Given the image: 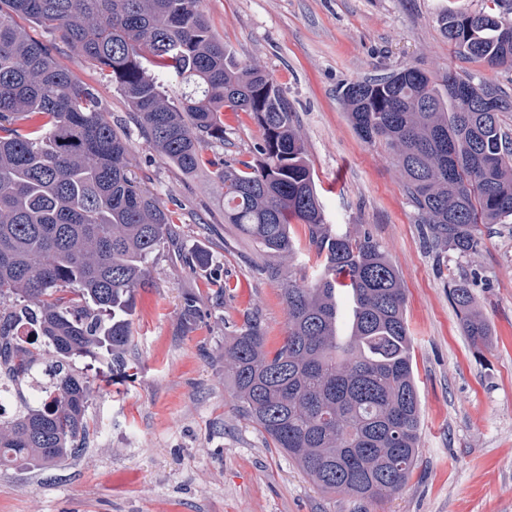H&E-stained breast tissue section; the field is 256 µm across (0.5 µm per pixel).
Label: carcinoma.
<instances>
[{
  "instance_id": "carcinoma-1",
  "label": "carcinoma",
  "mask_w": 512,
  "mask_h": 512,
  "mask_svg": "<svg viewBox=\"0 0 512 512\" xmlns=\"http://www.w3.org/2000/svg\"><path fill=\"white\" fill-rule=\"evenodd\" d=\"M445 11L443 36L462 60L512 69V0ZM32 22L86 59L126 99L159 157L185 174L205 168L224 198V223L266 252L291 258L288 218L321 259L312 281L282 269L287 334L271 351L257 322L224 337V379L235 410L324 493L382 500L419 457L420 398L399 271L368 235L324 223L313 172L279 86L224 45L200 0H0V385L14 412L0 415V469H46L83 455L93 380L121 373L134 342L137 291L173 235L172 213L132 176L129 141ZM179 84L173 103L165 85ZM350 122L393 152L418 223L434 247L461 255L482 244L480 225L512 224V133L500 119L512 95L450 71L444 89L409 65L347 84ZM249 113L262 131L254 162L219 154L220 112ZM349 297L339 332V289ZM462 329L479 349L487 319L463 274L448 282ZM189 324L204 322L183 297ZM49 402L28 399L33 380Z\"/></svg>"
}]
</instances>
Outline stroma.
<instances>
[{
	"instance_id": "35a3bbf8",
	"label": "stroma",
	"mask_w": 512,
	"mask_h": 512,
	"mask_svg": "<svg viewBox=\"0 0 512 512\" xmlns=\"http://www.w3.org/2000/svg\"><path fill=\"white\" fill-rule=\"evenodd\" d=\"M488 0H201L238 57L256 60L283 90L313 170L325 221L370 235L399 270L421 404L420 454L391 497L361 501L317 490L295 462L234 409L224 382V338L257 318L268 349L287 332L282 284L266 274L277 257L224 221L208 171L189 176L159 158L130 110L97 70L57 45L56 55L125 120L138 181L173 213L174 240L150 263L152 287L135 297L133 376L95 375L85 455L40 471L0 470V512H512V224H488L477 253H435L390 151L362 140L340 98L347 83L412 64L442 82L470 72L512 89V69L464 61L437 22L443 10ZM213 152L251 161L261 131L245 112H224ZM205 251L210 263L185 257ZM467 273L491 337L474 350L448 298ZM228 284L224 295L209 288ZM192 294L206 312L181 320Z\"/></svg>"
}]
</instances>
